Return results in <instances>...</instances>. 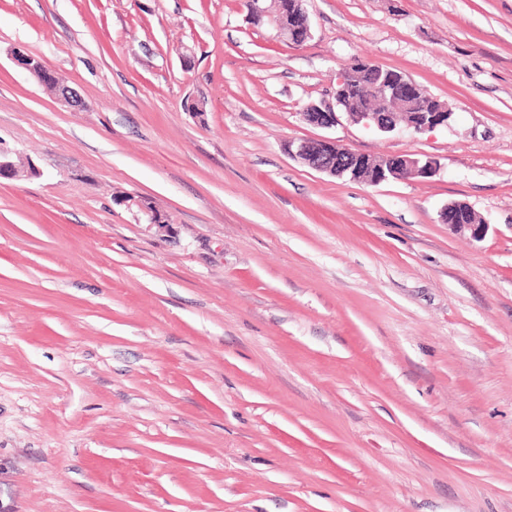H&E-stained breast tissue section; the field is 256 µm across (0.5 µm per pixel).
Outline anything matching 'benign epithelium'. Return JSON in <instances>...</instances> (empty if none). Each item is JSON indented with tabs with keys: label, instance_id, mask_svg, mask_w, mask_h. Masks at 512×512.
<instances>
[{
	"label": "benign epithelium",
	"instance_id": "7a95c632",
	"mask_svg": "<svg viewBox=\"0 0 512 512\" xmlns=\"http://www.w3.org/2000/svg\"><path fill=\"white\" fill-rule=\"evenodd\" d=\"M264 0H250L249 18L257 24H266L283 35L288 31L294 34L296 44L302 45L312 37L309 14L303 3L305 0H275L277 9L270 11L262 7ZM15 61L23 66L39 83L44 84L46 75L44 62L22 51L15 52ZM56 99L64 106L76 111L81 101L73 88L65 84L54 87ZM369 93L401 102L408 111L410 121L405 129L421 134L437 128L448 127L449 112H427L424 98L419 88L400 78H393L389 83L375 84ZM348 117L380 134L393 133L398 126L390 121L389 112H350ZM302 118L319 127L330 128L339 121L338 107L335 101H324L319 105L310 104ZM288 154L299 159L316 171L347 177L354 181H364L378 185L390 179L409 180L429 178L437 172L438 163L432 157H417L412 154L389 155L375 160L367 154L342 146L331 138L303 141L299 144L288 143ZM468 209L461 204L450 203L443 213V221L454 234H467L475 241L486 236L489 225L469 224Z\"/></svg>",
	"mask_w": 512,
	"mask_h": 512
}]
</instances>
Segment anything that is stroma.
I'll return each mask as SVG.
<instances>
[{
  "label": "stroma",
  "instance_id": "obj_1",
  "mask_svg": "<svg viewBox=\"0 0 512 512\" xmlns=\"http://www.w3.org/2000/svg\"><path fill=\"white\" fill-rule=\"evenodd\" d=\"M306 7L0 0V512H512V0ZM355 57L453 122L306 123ZM325 136L440 168L286 151ZM265 0H250L249 18L257 24H267L283 36L285 31L292 32L297 45H302L312 37V27L309 14L303 3L305 0H275L276 11L262 7ZM288 154L316 171L348 177L350 180L364 181L372 185H378L390 179L429 178L435 175L438 169V163L432 157L421 158L412 154H399L375 160L367 154L342 146L335 139L327 137L303 141L297 145L289 142ZM332 155L336 158H332ZM467 219L468 209L463 204L450 203L444 210L442 220L452 233L468 234L474 241H482L488 232V224H469Z\"/></svg>",
  "mask_w": 512,
  "mask_h": 512
}]
</instances>
